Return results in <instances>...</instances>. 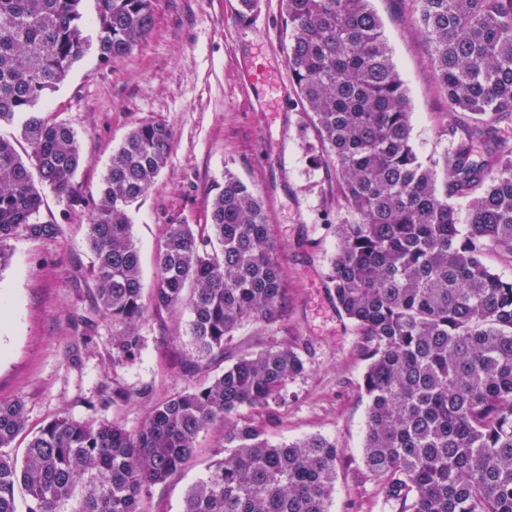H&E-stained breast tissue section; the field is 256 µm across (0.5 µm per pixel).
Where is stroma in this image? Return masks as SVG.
Listing matches in <instances>:
<instances>
[{"label": "stroma", "mask_w": 512, "mask_h": 512, "mask_svg": "<svg viewBox=\"0 0 512 512\" xmlns=\"http://www.w3.org/2000/svg\"><path fill=\"white\" fill-rule=\"evenodd\" d=\"M412 112V145L422 162L448 145V103L434 78L427 42L414 24L413 0H372ZM155 26L129 55L100 62L87 53L48 94V116L77 133L78 202L44 192L41 216L58 224L52 238L17 233L0 267V398L21 400L26 428L11 450L22 457L30 436L67 415L139 428L150 409L226 361L272 346H295L305 372L279 404L244 409L272 443L311 435L340 452L328 512H400L362 459L367 360L355 332L336 309L326 275L336 251L341 198L333 170L314 167L315 136L286 63L281 0H153ZM159 121L174 148L147 194L129 210L144 285L145 345L135 361L112 359V322L95 307L93 255L86 243L89 210L113 152L128 131ZM232 171L262 199L287 291L276 322L244 323L225 354L196 361L188 344L190 312L155 309L156 256L168 225L201 224L208 201ZM126 400H112L113 389ZM224 446L214 424L198 437L193 460L154 486L148 512H181L189 487L205 478Z\"/></svg>", "instance_id": "1"}]
</instances>
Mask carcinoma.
I'll use <instances>...</instances> for the list:
<instances>
[{
  "label": "carcinoma",
  "mask_w": 512,
  "mask_h": 512,
  "mask_svg": "<svg viewBox=\"0 0 512 512\" xmlns=\"http://www.w3.org/2000/svg\"><path fill=\"white\" fill-rule=\"evenodd\" d=\"M287 65L312 118L311 159L332 166L344 200L329 284L368 364L362 455L402 512H512V281L483 262L512 258V0H414L448 111V147L419 161L412 112L370 0H282ZM0 0V242L24 232L52 238L43 188L78 199L74 129L44 115L48 93L95 48L123 57L154 27L152 0ZM173 148L163 122L132 129L113 153L87 225L96 307L112 319V359H137L145 318L139 251L128 210L155 183ZM38 178H33V175ZM470 198L461 233L449 199ZM276 243L258 194L231 171L206 223L170 224L157 253L153 302L189 308L199 360L224 354L245 322L273 323L285 300ZM305 371L290 346L243 354L156 404L128 430L68 416L9 452L25 428L23 404L0 399V512H144L152 487L194 457L199 434L224 423V449L187 491L181 512H328L338 448L322 436L274 445L241 409L280 403Z\"/></svg>",
  "instance_id": "obj_1"
}]
</instances>
